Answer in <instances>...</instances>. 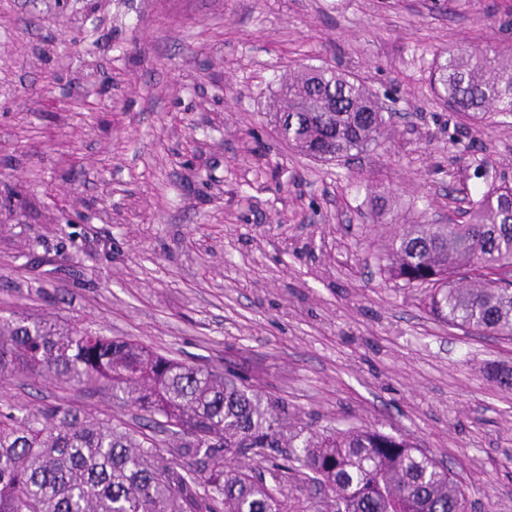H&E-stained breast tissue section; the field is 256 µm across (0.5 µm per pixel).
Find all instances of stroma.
Instances as JSON below:
<instances>
[{
	"mask_svg": "<svg viewBox=\"0 0 512 512\" xmlns=\"http://www.w3.org/2000/svg\"><path fill=\"white\" fill-rule=\"evenodd\" d=\"M501 0H0V305L189 364L232 360L311 429L404 434L472 512H512V341L428 312L378 246L512 181V124L435 97L437 51L512 41ZM357 74L391 131L342 163L269 118L299 64ZM138 431L109 397L11 379Z\"/></svg>",
	"mask_w": 512,
	"mask_h": 512,
	"instance_id": "obj_1",
	"label": "stroma"
}]
</instances>
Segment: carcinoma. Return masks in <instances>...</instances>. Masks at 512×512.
<instances>
[{
	"mask_svg": "<svg viewBox=\"0 0 512 512\" xmlns=\"http://www.w3.org/2000/svg\"><path fill=\"white\" fill-rule=\"evenodd\" d=\"M430 87L474 123L512 116V43L436 53ZM278 96L280 135L317 161L365 152L389 130L379 95L351 72L301 64ZM469 205L467 224L396 232L384 273L429 286L427 306L449 326L512 340V286L473 275L512 270V182L485 183ZM13 375L107 394L168 439L140 440L67 403L0 402V512H288L280 487L292 477L314 483L302 512H469L457 476L416 442L369 427L299 426L228 367L0 308V381ZM273 452L284 463L269 482L238 464Z\"/></svg>",
	"mask_w": 512,
	"mask_h": 512,
	"instance_id": "cac0c4a2",
	"label": "carcinoma"
}]
</instances>
